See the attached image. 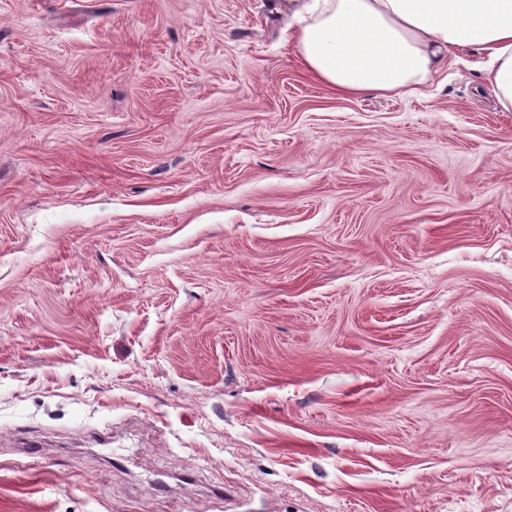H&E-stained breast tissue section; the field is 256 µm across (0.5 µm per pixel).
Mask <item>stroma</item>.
<instances>
[{
  "instance_id": "35a3bbf8",
  "label": "stroma",
  "mask_w": 512,
  "mask_h": 512,
  "mask_svg": "<svg viewBox=\"0 0 512 512\" xmlns=\"http://www.w3.org/2000/svg\"><path fill=\"white\" fill-rule=\"evenodd\" d=\"M292 11L0 0V512H512V112Z\"/></svg>"
}]
</instances>
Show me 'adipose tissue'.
Listing matches in <instances>:
<instances>
[{"instance_id": "adipose-tissue-1", "label": "adipose tissue", "mask_w": 512, "mask_h": 512, "mask_svg": "<svg viewBox=\"0 0 512 512\" xmlns=\"http://www.w3.org/2000/svg\"><path fill=\"white\" fill-rule=\"evenodd\" d=\"M299 54L310 72L346 94L410 91L455 48L487 57L485 80L512 111V0H312Z\"/></svg>"}]
</instances>
